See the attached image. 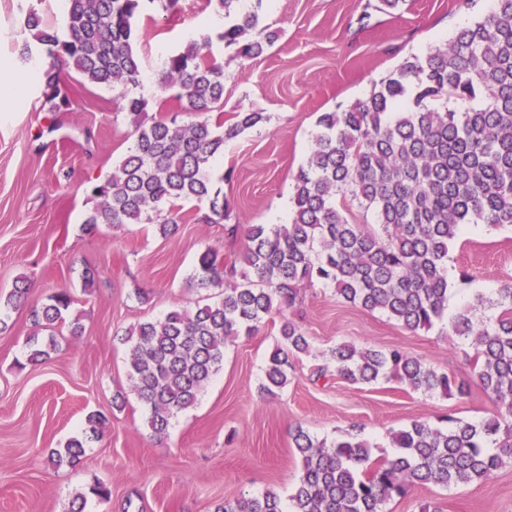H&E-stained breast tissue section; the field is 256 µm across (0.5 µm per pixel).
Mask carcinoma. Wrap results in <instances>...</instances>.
<instances>
[{
    "label": "carcinoma",
    "instance_id": "cac0c4a2",
    "mask_svg": "<svg viewBox=\"0 0 512 512\" xmlns=\"http://www.w3.org/2000/svg\"><path fill=\"white\" fill-rule=\"evenodd\" d=\"M65 37L42 16L26 12L40 56L30 43L20 59L39 63L43 96L54 112L70 104L59 71L68 65L85 83L121 88V109L131 119L133 145L112 174L91 186L99 199L83 230H121L152 224L164 238L181 221L180 203L206 202L207 224L230 217L222 187L207 169L224 144L264 122L261 112H235L224 121V68L208 39L191 40L166 57L160 86L195 119L146 122L148 101L131 92L142 78L135 48L145 3L165 12L178 0H67ZM236 0H216L224 17L221 39L241 58L254 59L279 38L275 31L251 36L254 11L233 15ZM469 101L460 111L450 106ZM350 196L375 211L377 228L352 224L337 209ZM480 222L512 230V0L466 26L448 42L401 63L364 99L323 112L306 165L295 176L286 224H224V236L241 239L238 262L224 265L216 250L198 258L191 288L218 291V299L191 309L172 308L155 320L125 331L131 391L148 410L147 426L165 434L173 417L191 407L221 369L224 346L281 317V342L269 355L265 390L288 384L293 361L310 352L302 326L284 316L303 287L334 288L337 296L364 310L388 314L411 331L430 329L448 312V253L465 225ZM241 270H236V266ZM240 275V281L234 276ZM17 286L0 304V325L25 299ZM60 288L31 310L35 330L27 337L20 369L45 361L55 348L54 329L71 305ZM501 313L477 321L461 313L448 335L471 340L476 382L498 406L477 423L448 417V427L414 420L392 434L395 453L372 458L359 432L328 444L302 428L293 435L301 475L283 507L273 491L243 496L214 512H383L395 496L415 486L464 487L512 468V284L498 290ZM352 384L395 379L415 391L445 397L470 395L471 386L439 372L404 350L357 348L341 342L316 370ZM85 440L69 439L52 452V463L74 466Z\"/></svg>",
    "mask_w": 512,
    "mask_h": 512
}]
</instances>
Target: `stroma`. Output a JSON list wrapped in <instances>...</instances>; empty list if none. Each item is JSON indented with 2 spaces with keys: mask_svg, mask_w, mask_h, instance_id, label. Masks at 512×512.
Returning a JSON list of instances; mask_svg holds the SVG:
<instances>
[{
  "mask_svg": "<svg viewBox=\"0 0 512 512\" xmlns=\"http://www.w3.org/2000/svg\"><path fill=\"white\" fill-rule=\"evenodd\" d=\"M495 0H409L387 14L380 0H263L261 27L279 29L265 55L235 57L218 39L224 14L211 0H180L166 16L148 8L136 49L143 62L140 93L151 118L177 112L156 77L164 59L189 39H210L223 64L224 112H261L266 120L226 142L210 173L222 178L231 221L282 224L288 218L294 177L305 163L321 113L368 96L406 58L426 54L492 11ZM38 11L63 29L65 0H0V299L16 281L29 287L25 304L12 309L0 330V512H68L72 498L87 494L88 512H213L216 504L268 490L288 497L301 472L292 434L334 440L357 428L378 457L390 455L391 430L424 419L440 425L450 415L470 422L489 417L495 403L479 386L468 397L445 398L396 381L353 385L336 375L314 380L332 346L347 341L378 349L400 347L425 365L470 378L459 341L448 326L411 331L380 312L343 301L322 285L303 288L290 317L300 321L311 354L295 360L291 379L263 391L268 356L279 341L278 321L252 336L227 342L224 363L197 402L175 417L163 437L151 436L146 410L129 395L127 328L192 308L209 293L188 287L199 255L217 250L236 258L224 227L200 220L202 203L185 201L178 233L160 237L150 225L102 228L81 225L102 181L133 140L117 94L82 83L69 67L60 71L72 105L51 112L40 83L17 57L27 34L22 16ZM95 273L85 288V270ZM467 280H460V271ZM448 313L469 309L475 296L495 297L512 283V231L465 226L449 248ZM69 289V323L40 365L18 369L31 333L30 306L55 289ZM145 299H138L137 291ZM78 320L79 334L70 322ZM126 393L123 408L112 406ZM107 425L88 441L81 462L52 467L51 450L81 433L88 414ZM111 490L108 501L90 496L94 483ZM424 501L443 512H512V469L466 487L428 486L389 500L384 512H418Z\"/></svg>",
  "mask_w": 512,
  "mask_h": 512,
  "instance_id": "stroma-1",
  "label": "stroma"
}]
</instances>
